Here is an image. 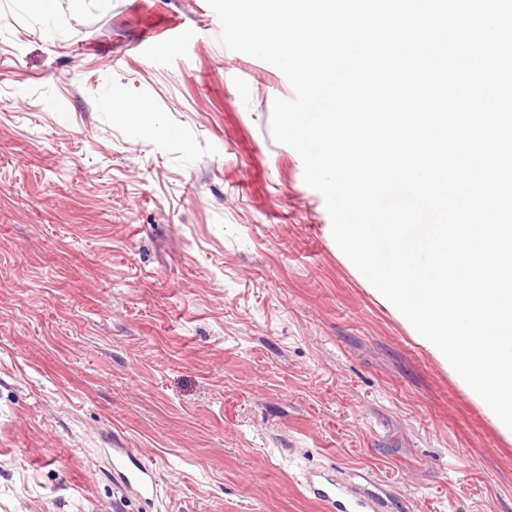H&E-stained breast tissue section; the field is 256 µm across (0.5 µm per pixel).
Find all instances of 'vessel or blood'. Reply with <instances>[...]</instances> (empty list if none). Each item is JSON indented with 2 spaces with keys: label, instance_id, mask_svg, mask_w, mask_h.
<instances>
[{
  "label": "vessel or blood",
  "instance_id": "1",
  "mask_svg": "<svg viewBox=\"0 0 512 512\" xmlns=\"http://www.w3.org/2000/svg\"><path fill=\"white\" fill-rule=\"evenodd\" d=\"M112 473L129 494L147 498L156 492L154 469L138 456L135 449H113ZM304 485L311 496L328 507L329 512H390L387 495L371 478L359 488L341 484L329 474L311 472L306 474Z\"/></svg>",
  "mask_w": 512,
  "mask_h": 512
}]
</instances>
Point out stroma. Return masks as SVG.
<instances>
[{
	"mask_svg": "<svg viewBox=\"0 0 512 512\" xmlns=\"http://www.w3.org/2000/svg\"><path fill=\"white\" fill-rule=\"evenodd\" d=\"M220 33L207 0H0V512H326L310 470L512 512V442L338 251L271 134L292 85ZM112 450V473L129 494L148 498L156 493L155 472L150 463L138 456L134 448Z\"/></svg>",
	"mask_w": 512,
	"mask_h": 512,
	"instance_id": "stroma-1",
	"label": "stroma"
}]
</instances>
